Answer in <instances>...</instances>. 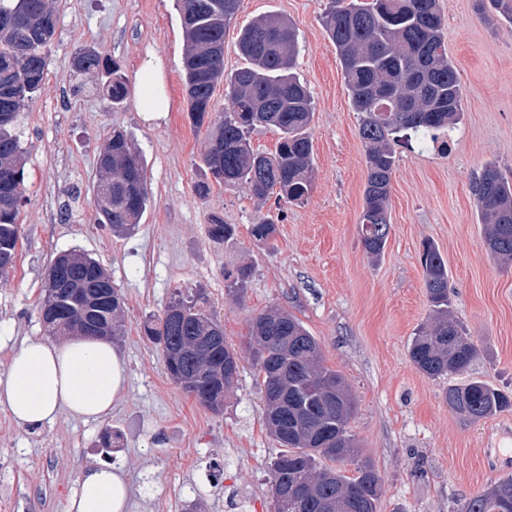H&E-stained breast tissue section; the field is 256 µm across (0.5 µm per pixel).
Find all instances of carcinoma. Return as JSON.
Here are the masks:
<instances>
[{
  "label": "carcinoma",
  "instance_id": "obj_1",
  "mask_svg": "<svg viewBox=\"0 0 512 512\" xmlns=\"http://www.w3.org/2000/svg\"><path fill=\"white\" fill-rule=\"evenodd\" d=\"M187 52L183 59L187 112L197 127L207 126L208 148L201 163L226 187L245 185L257 198L277 195L298 204L312 190L314 151L309 128L313 117L307 89L292 73L297 53L294 28L269 15L241 30L238 50L246 65L224 76V28L239 0H177ZM340 56L351 103L361 115L359 136L365 148L367 182L360 220L366 255L379 260L388 239V202L397 163L395 145L413 137L423 145L448 147L461 112V88L446 50L439 0H330L323 18ZM57 19L49 0H0V275L13 267L19 239L20 207L25 198L24 152L17 132L21 110L42 86L46 49ZM80 72L96 71L112 104L128 95L125 75L94 48L82 46ZM230 89L232 111L215 113L213 92L221 80ZM258 126L277 129L275 151L252 147L249 134ZM101 178L93 184L97 223L115 234L135 228L152 202L144 164L128 135L113 129L98 158ZM484 224L483 246L503 266L512 265V181L486 166L472 183ZM276 232L274 221L251 227L257 242ZM209 234L218 242L234 240L235 229L211 218ZM426 296L433 318L413 337L408 356L417 370L433 379L468 373L478 350L454 318L448 294V267L438 248L420 254ZM56 272L45 303H55L44 322L48 334L83 333L87 324L112 325L122 333L123 294L100 263L87 254L64 252L47 267ZM251 268L239 266L227 277L241 293ZM180 304L147 322L144 332L163 357L176 354L186 378L181 388L214 413L233 382L221 366L239 370L234 347L208 343L219 321L204 308V296L177 289L168 306ZM249 342L264 390L278 389L281 402L265 401L270 434L284 451L270 462L274 512H377L381 480L361 457L348 431L354 399L344 378L324 364L319 341L293 315L271 310L251 319ZM458 414L481 419L512 408V396L479 379L450 385L444 393ZM354 464L347 474L345 464ZM461 512H512V477H504L469 498Z\"/></svg>",
  "mask_w": 512,
  "mask_h": 512
}]
</instances>
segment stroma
I'll return each mask as SVG.
<instances>
[{
    "mask_svg": "<svg viewBox=\"0 0 512 512\" xmlns=\"http://www.w3.org/2000/svg\"><path fill=\"white\" fill-rule=\"evenodd\" d=\"M328 0H240L224 34V70L243 67L241 29L277 14L297 33L295 70L314 106V180L300 204L257 199L247 187L215 184L199 196L206 128L187 116L181 67L186 51L176 0H52L55 37L40 91L20 114L26 199L14 268L0 278V374L12 345L46 338L39 317L44 276L62 251L95 258L124 295V334L114 341L127 381L112 410L69 414L37 428L0 408V512H65L81 470L108 465L129 481V512H224L237 487L251 512H273L268 464L280 448L264 421L261 385L245 346L250 319L281 307L320 342L326 365L349 384V430L382 480L379 512H460L467 499L512 475V410L479 421L451 409L449 382L409 361L408 345L432 315L419 256L433 242L448 266L453 311L478 349L470 376L512 390V269L482 245L471 182L485 165L512 174V25L493 0H440L448 56L462 90L461 117L447 151L398 146L390 232L380 261L365 254L359 224L367 168L335 45L322 22ZM118 62L129 94L113 105L98 75L72 67L77 47ZM163 60L171 110L147 121L136 71L146 50ZM131 133L152 203L129 234L94 222L90 200L98 156L113 129ZM231 224L232 245L208 235L211 217ZM277 233L261 244L260 218ZM247 265L243 293L226 276ZM194 290L235 346L240 374L221 412L202 407L167 373L144 323L161 315L174 289ZM112 432L111 448L100 438Z\"/></svg>",
    "mask_w": 512,
    "mask_h": 512,
    "instance_id": "1",
    "label": "stroma"
}]
</instances>
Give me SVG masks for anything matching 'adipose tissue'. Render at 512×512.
Masks as SVG:
<instances>
[{
	"instance_id": "1",
	"label": "adipose tissue",
	"mask_w": 512,
	"mask_h": 512,
	"mask_svg": "<svg viewBox=\"0 0 512 512\" xmlns=\"http://www.w3.org/2000/svg\"><path fill=\"white\" fill-rule=\"evenodd\" d=\"M140 110L145 120L171 110L161 57L146 52L138 69ZM127 379L126 365L110 340L72 337L59 343L22 340L10 351L0 375V407L21 427L54 422L61 413L98 418L108 413ZM129 486L123 472L90 466L79 476L66 512H128Z\"/></svg>"
}]
</instances>
